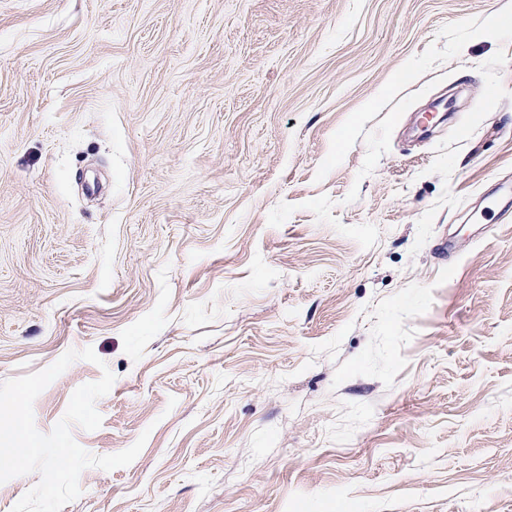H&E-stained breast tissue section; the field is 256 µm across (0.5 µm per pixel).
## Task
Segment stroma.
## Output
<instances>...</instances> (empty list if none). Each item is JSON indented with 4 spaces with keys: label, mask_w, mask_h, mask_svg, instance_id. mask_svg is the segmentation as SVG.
Listing matches in <instances>:
<instances>
[{
    "label": "stroma",
    "mask_w": 512,
    "mask_h": 512,
    "mask_svg": "<svg viewBox=\"0 0 512 512\" xmlns=\"http://www.w3.org/2000/svg\"><path fill=\"white\" fill-rule=\"evenodd\" d=\"M501 185L512 0H0V382L148 436L62 512H512Z\"/></svg>",
    "instance_id": "stroma-1"
}]
</instances>
